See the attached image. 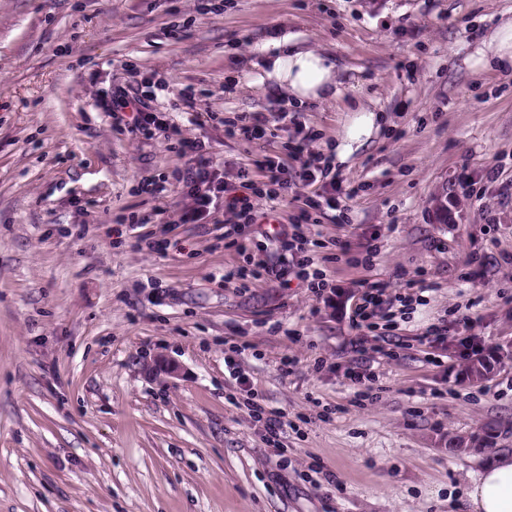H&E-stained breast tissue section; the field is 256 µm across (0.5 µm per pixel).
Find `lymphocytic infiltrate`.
Wrapping results in <instances>:
<instances>
[{
	"label": "lymphocytic infiltrate",
	"mask_w": 512,
	"mask_h": 512,
	"mask_svg": "<svg viewBox=\"0 0 512 512\" xmlns=\"http://www.w3.org/2000/svg\"><path fill=\"white\" fill-rule=\"evenodd\" d=\"M153 86L151 76L145 75L133 91H118L112 112L115 123L130 131L170 142L179 159L172 183L142 178L141 191L154 199L155 205L150 214L124 218L137 232L134 248L160 256L167 250V241L143 232L146 224H195L204 228L218 222L224 229L225 248L243 259L242 264L225 271V282L234 281L246 288L253 281L262 280L286 288L295 279L315 298L331 292L333 286L322 267L324 258L317 250L318 242L305 232L319 215L337 210L340 205L341 185L333 156L308 149L317 139V131L301 122L295 112H242L225 118L208 113V120L221 121L226 138L266 146L264 153L227 171L214 160L208 142L185 136L182 126L169 113L155 107ZM292 155L299 157V168L289 167L288 158ZM172 193L177 194L178 200L171 205L167 198ZM287 196L291 197L294 210L283 222L277 205ZM262 201L267 204L263 212L258 209ZM254 226L261 229L264 252L277 254V262H255L249 252V230ZM411 304V298L406 296L386 297L384 286L373 283L357 298L351 323L388 344L398 314ZM418 341L436 350H454L471 364L489 360L475 337L449 336L444 325L427 328ZM224 365L247 394L248 416L262 422L267 440L279 441L289 425L287 415L264 405L262 396L240 373L235 356H225Z\"/></svg>",
	"instance_id": "1"
}]
</instances>
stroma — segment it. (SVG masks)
<instances>
[{
  "label": "stroma",
  "instance_id": "35a3bbf8",
  "mask_svg": "<svg viewBox=\"0 0 512 512\" xmlns=\"http://www.w3.org/2000/svg\"><path fill=\"white\" fill-rule=\"evenodd\" d=\"M196 3L0 0V512H469L483 462L512 452V360L472 383L465 361L416 337L464 318L488 351L512 349V201L489 189L469 202L458 184L491 167L512 181V71L476 55L512 0H224L219 15ZM277 31L341 70L336 100L298 108L321 134L312 151L348 140L359 106L377 116L336 164L358 195L319 226L323 244L375 254L325 264L324 300L223 284L240 258L195 225H153L171 243L160 257L114 223L152 209L141 179L178 158L113 130V88L155 73L159 108L233 166L261 145L189 123L178 91L205 90L204 112L276 111L248 60ZM443 188L461 199L444 224ZM420 270L435 291L402 321L394 358L375 360L372 399L353 402L362 283L403 294ZM241 343V372L293 423L279 446L226 374Z\"/></svg>",
  "mask_w": 512,
  "mask_h": 512
}]
</instances>
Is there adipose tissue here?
<instances>
[{
	"label": "adipose tissue",
	"mask_w": 512,
	"mask_h": 512,
	"mask_svg": "<svg viewBox=\"0 0 512 512\" xmlns=\"http://www.w3.org/2000/svg\"><path fill=\"white\" fill-rule=\"evenodd\" d=\"M253 67L259 82L274 93L288 92L293 104L335 98L340 82L336 65L326 54L293 46L288 35H276L258 49ZM471 512H512V452L489 458L468 493Z\"/></svg>",
	"instance_id": "adipose-tissue-1"
}]
</instances>
